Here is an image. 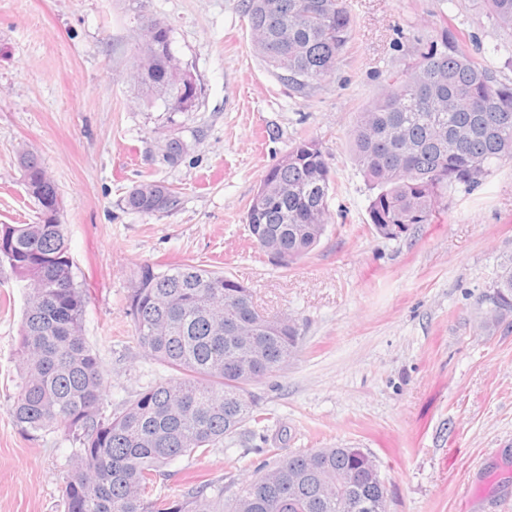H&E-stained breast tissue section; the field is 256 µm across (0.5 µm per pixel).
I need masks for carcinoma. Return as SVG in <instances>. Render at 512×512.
Returning <instances> with one entry per match:
<instances>
[{
	"label": "carcinoma",
	"mask_w": 512,
	"mask_h": 512,
	"mask_svg": "<svg viewBox=\"0 0 512 512\" xmlns=\"http://www.w3.org/2000/svg\"><path fill=\"white\" fill-rule=\"evenodd\" d=\"M488 18L512 37V0H482ZM256 55L275 79L306 98L335 73L353 29L347 0H243ZM133 78L167 85L169 112L195 102L182 95L180 60L153 65L172 46L171 29L140 19ZM465 35L443 25L424 50L389 73L380 95L357 113L354 160L373 190L367 208L374 228L433 224L448 210V191L478 187L493 165L512 160V85L468 54ZM22 169L39 175L40 224H0V268L30 286L22 322L21 390L10 407L16 426L32 434L62 431L79 442L62 490L67 512H386L380 476L352 483L364 468L362 448L299 450L243 485L230 501L224 487L186 482L171 498L154 494L161 469L184 456L219 447L247 424L260 426L249 386L296 354L297 330L261 327L256 354L243 351L240 330L261 320L253 293L219 271L190 263L164 270L141 264L125 301L139 346L169 371L118 414L104 415L105 373L83 335L87 291L75 281L58 189L31 155ZM333 182L319 143L303 139L266 172L246 211L252 242L273 241V262L288 268L318 246L329 224ZM127 206L168 212L179 204L170 187L152 180L132 186ZM479 304L494 324L512 315V261L501 267ZM240 362L251 364L242 374Z\"/></svg>",
	"instance_id": "carcinoma-1"
}]
</instances>
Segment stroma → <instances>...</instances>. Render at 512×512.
<instances>
[{
	"mask_svg": "<svg viewBox=\"0 0 512 512\" xmlns=\"http://www.w3.org/2000/svg\"><path fill=\"white\" fill-rule=\"evenodd\" d=\"M353 35L330 80L291 95L255 55L242 0H0V224H33L22 182L33 154L63 201L84 336L106 370V410L125 409L167 370L147 357L124 313L142 263L190 261L253 291L268 316L290 315L298 349L254 383L263 428L242 427L202 457L163 469L155 491L188 477L232 498L256 471L300 449L371 452L388 512H512V330L485 327L479 304L512 261V160L448 209L395 239L368 222L370 191L353 160L357 113L391 70L439 32L512 82V39L480 0H348ZM159 18L200 91L193 111L147 107L129 78L135 20ZM187 145L161 155L165 135ZM319 142L334 185L319 245L292 268L250 245L245 216L267 169L301 139ZM175 189L179 206L145 215L133 185ZM27 290L0 270V512H66L62 487L79 444L30 436L9 409L22 384L19 333Z\"/></svg>",
	"mask_w": 512,
	"mask_h": 512,
	"instance_id": "obj_1",
	"label": "stroma"
}]
</instances>
